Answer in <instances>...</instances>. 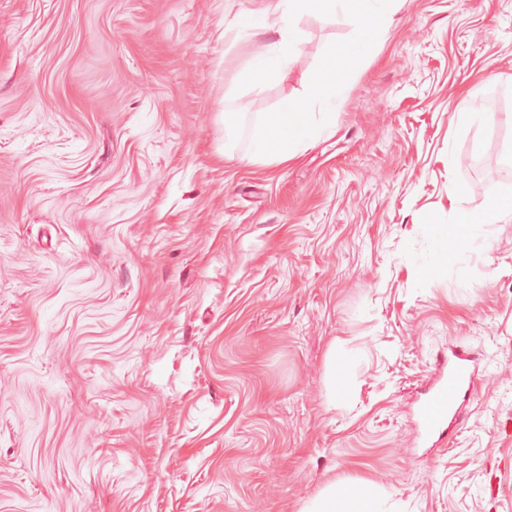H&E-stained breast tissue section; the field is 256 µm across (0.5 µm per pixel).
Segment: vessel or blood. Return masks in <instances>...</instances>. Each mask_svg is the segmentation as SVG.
Masks as SVG:
<instances>
[{"instance_id":"b4317fda","label":"vessel or blood","mask_w":512,"mask_h":512,"mask_svg":"<svg viewBox=\"0 0 512 512\" xmlns=\"http://www.w3.org/2000/svg\"><path fill=\"white\" fill-rule=\"evenodd\" d=\"M475 364L473 352L454 351L452 357L436 361L437 377L426 392L419 408V435L423 439L445 437L448 424L457 417V398L472 386Z\"/></svg>"}]
</instances>
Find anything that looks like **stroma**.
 I'll return each instance as SVG.
<instances>
[{"label":"stroma","mask_w":512,"mask_h":512,"mask_svg":"<svg viewBox=\"0 0 512 512\" xmlns=\"http://www.w3.org/2000/svg\"><path fill=\"white\" fill-rule=\"evenodd\" d=\"M269 4L0 0V512H310L348 479L512 512V223L419 275L426 225L507 177L512 0H397L335 126L253 164L249 122L354 35L303 16L284 73L226 95ZM458 346L463 420L421 443ZM454 359L441 357L436 360L437 377L421 401L418 414L419 436L437 441L446 436L448 422L457 417V398L472 387L476 357L471 351L457 349Z\"/></svg>","instance_id":"obj_1"}]
</instances>
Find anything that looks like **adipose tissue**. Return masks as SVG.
<instances>
[{
    "label": "adipose tissue",
    "instance_id": "ef3b65f1",
    "mask_svg": "<svg viewBox=\"0 0 512 512\" xmlns=\"http://www.w3.org/2000/svg\"><path fill=\"white\" fill-rule=\"evenodd\" d=\"M389 0H275L274 5L249 15L238 30L247 47V65L234 81L262 90L266 82L288 64L301 37L298 21L314 15L324 19L343 15L354 27L353 39L331 46L311 80L307 97L283 102L258 119L250 159L280 163L298 156L302 148L330 128L345 97L350 73L365 58L374 37L391 22ZM273 33L264 47H254L255 30ZM512 223V182H500L497 192L477 211H457L453 223L432 225L426 240V256L420 274L426 279L444 275L461 250L485 246V229L492 224ZM312 512H380L378 494L371 482L352 480L340 490L318 497Z\"/></svg>",
    "mask_w": 512,
    "mask_h": 512
}]
</instances>
